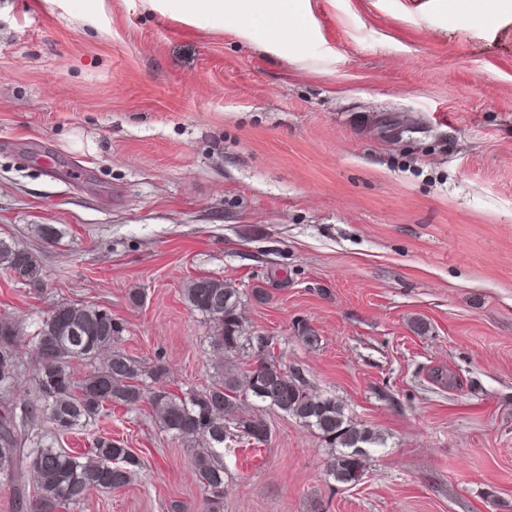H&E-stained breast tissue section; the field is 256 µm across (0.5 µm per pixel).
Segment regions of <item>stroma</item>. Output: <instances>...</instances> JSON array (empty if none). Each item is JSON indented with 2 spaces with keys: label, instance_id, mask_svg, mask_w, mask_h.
I'll return each instance as SVG.
<instances>
[{
  "label": "stroma",
  "instance_id": "obj_1",
  "mask_svg": "<svg viewBox=\"0 0 512 512\" xmlns=\"http://www.w3.org/2000/svg\"><path fill=\"white\" fill-rule=\"evenodd\" d=\"M310 15L282 56L146 0H0V239L40 264L36 285L0 267L14 399H37L31 337L62 302L111 312L164 388H204L221 356L183 292L212 276L282 365L383 438L343 485L313 431L263 410L268 442L224 451L223 512H512V15ZM100 436L142 466L68 512H202L190 448L148 406L53 442Z\"/></svg>",
  "mask_w": 512,
  "mask_h": 512
}]
</instances>
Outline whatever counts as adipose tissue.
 <instances>
[{
	"mask_svg": "<svg viewBox=\"0 0 512 512\" xmlns=\"http://www.w3.org/2000/svg\"><path fill=\"white\" fill-rule=\"evenodd\" d=\"M159 11L175 10L190 24L231 25L244 36L263 35L265 43L287 51L298 44L310 23L308 0H150Z\"/></svg>",
	"mask_w": 512,
	"mask_h": 512,
	"instance_id": "1",
	"label": "adipose tissue"
}]
</instances>
